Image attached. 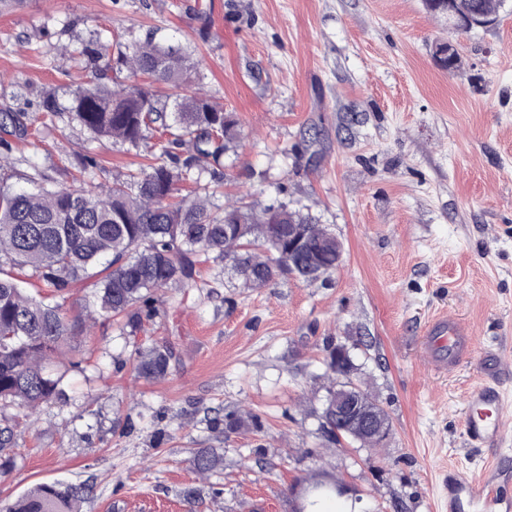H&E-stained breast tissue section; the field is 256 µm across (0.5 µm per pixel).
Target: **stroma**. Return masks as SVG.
<instances>
[{
    "instance_id": "stroma-1",
    "label": "stroma",
    "mask_w": 512,
    "mask_h": 512,
    "mask_svg": "<svg viewBox=\"0 0 512 512\" xmlns=\"http://www.w3.org/2000/svg\"><path fill=\"white\" fill-rule=\"evenodd\" d=\"M153 37L199 63L201 93L219 98L241 139L224 164V203L307 206L344 246L328 281H278L247 292L222 281L161 290L180 364L152 383L125 366L131 346L99 321L89 352L22 435L0 507L35 484L89 481L83 512H190L181 492L219 487L201 512H293L297 484L345 483L352 512H444L449 469L483 476L512 460V0L498 22L449 30L423 0H20L0 9V111L34 112L54 91L62 118L22 153L66 182L92 153L97 186L141 156L72 120L68 87L84 72L90 34ZM452 43L457 70L435 44ZM457 318L488 350L504 389L497 452L470 447L460 426L477 365L441 372L420 340L438 315ZM349 344L354 381L385 410L376 448L329 443L319 414L335 379L326 339ZM254 426L213 431L215 413ZM224 455L195 470L196 451Z\"/></svg>"
}]
</instances>
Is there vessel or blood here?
Masks as SVG:
<instances>
[{
    "mask_svg": "<svg viewBox=\"0 0 512 512\" xmlns=\"http://www.w3.org/2000/svg\"><path fill=\"white\" fill-rule=\"evenodd\" d=\"M423 354L436 368L453 369L465 362L482 363L483 344L451 317L435 319L423 338ZM503 393L498 378L485 372L482 381L466 395L461 428L469 445L489 448L503 439L501 409ZM512 481V462L497 459L489 477L482 482L469 480L457 472L448 474V512H512V496L502 485Z\"/></svg>",
    "mask_w": 512,
    "mask_h": 512,
    "instance_id": "b4317fda",
    "label": "vessel or blood"
}]
</instances>
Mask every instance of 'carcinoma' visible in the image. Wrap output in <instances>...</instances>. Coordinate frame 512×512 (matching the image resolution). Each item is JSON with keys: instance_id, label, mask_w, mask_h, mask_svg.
<instances>
[{"instance_id": "cac0c4a2", "label": "carcinoma", "mask_w": 512, "mask_h": 512, "mask_svg": "<svg viewBox=\"0 0 512 512\" xmlns=\"http://www.w3.org/2000/svg\"><path fill=\"white\" fill-rule=\"evenodd\" d=\"M506 0H456V7L498 20ZM124 67L144 84L108 86L75 82L69 112L87 132L139 152L148 160L119 173L112 185L63 186L34 159L15 155L12 140L42 135L59 115L46 94L36 112H0V179L26 166L33 187L0 184V470L13 463L18 439L35 426L34 412L63 395L64 374L55 358L99 320L115 321L129 337L161 326L153 293L161 288H199L201 266L232 261L240 288H265L294 277L316 260L336 271V235L308 212L286 203L260 210L251 204L215 203L224 186V155L235 151L237 120L224 123V108L188 92L198 64L185 50L148 37L117 43ZM83 54L96 70L107 57L99 38ZM165 85L158 94L150 85ZM303 236L302 251L288 255V236ZM91 288L85 303L64 308L71 288ZM137 374L166 379L177 361L170 339L135 348ZM201 474L223 465L212 449L198 451ZM86 482H43L3 512H83L91 494Z\"/></svg>"}]
</instances>
